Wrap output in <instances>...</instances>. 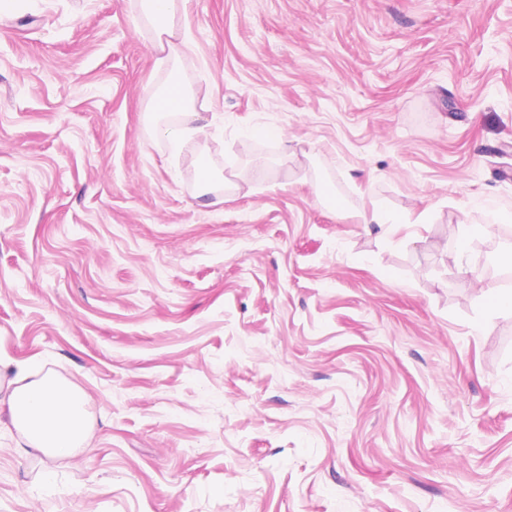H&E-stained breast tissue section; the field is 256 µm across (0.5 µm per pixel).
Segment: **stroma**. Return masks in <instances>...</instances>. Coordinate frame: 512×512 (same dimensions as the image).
Segmentation results:
<instances>
[{
    "label": "stroma",
    "mask_w": 512,
    "mask_h": 512,
    "mask_svg": "<svg viewBox=\"0 0 512 512\" xmlns=\"http://www.w3.org/2000/svg\"><path fill=\"white\" fill-rule=\"evenodd\" d=\"M135 8L0 13V359L92 399L67 459L0 425V512H512V0H188L169 64ZM153 111L160 117L173 115L176 127L169 130L168 139L174 151L183 143L205 138L211 123H200L199 112L190 106L185 85L179 79L170 80L163 92L153 101ZM203 159L202 156L198 157L197 160V179H198V187L201 193L203 194H211L215 193L216 189L220 187H224V193L226 192H235L239 189V187L230 179L224 177L223 175L218 174L215 170H212L210 167H206L207 171L203 173V168L200 170V162ZM218 194V193H215ZM224 202L223 194L216 195V199L211 203L213 206L221 205ZM356 223L365 224H379L386 226L388 229L399 223L398 219L392 215L387 209L380 205H373L369 210H362L356 215Z\"/></svg>",
    "instance_id": "stroma-1"
}]
</instances>
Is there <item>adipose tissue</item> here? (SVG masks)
I'll use <instances>...</instances> for the list:
<instances>
[{
  "mask_svg": "<svg viewBox=\"0 0 512 512\" xmlns=\"http://www.w3.org/2000/svg\"><path fill=\"white\" fill-rule=\"evenodd\" d=\"M141 18L153 25L154 46L165 59L178 60L186 48L180 19L187 0H139ZM158 116H174L176 126L168 132L173 150L183 143L205 138L208 127L190 106L181 80L173 79L153 101ZM7 395L0 397V418L7 419L21 436V445L40 453L70 457L84 443L90 428L89 396L60 376L28 380L17 373L8 383Z\"/></svg>",
  "mask_w": 512,
  "mask_h": 512,
  "instance_id": "obj_1",
  "label": "adipose tissue"
}]
</instances>
